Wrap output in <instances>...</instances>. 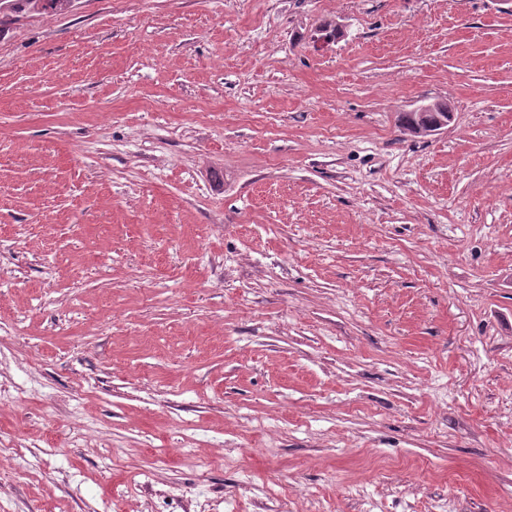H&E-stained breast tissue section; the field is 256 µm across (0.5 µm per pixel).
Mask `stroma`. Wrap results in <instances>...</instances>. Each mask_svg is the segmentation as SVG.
<instances>
[{
	"instance_id": "35a3bbf8",
	"label": "stroma",
	"mask_w": 512,
	"mask_h": 512,
	"mask_svg": "<svg viewBox=\"0 0 512 512\" xmlns=\"http://www.w3.org/2000/svg\"><path fill=\"white\" fill-rule=\"evenodd\" d=\"M0 444V512H512V0L1 33Z\"/></svg>"
}]
</instances>
